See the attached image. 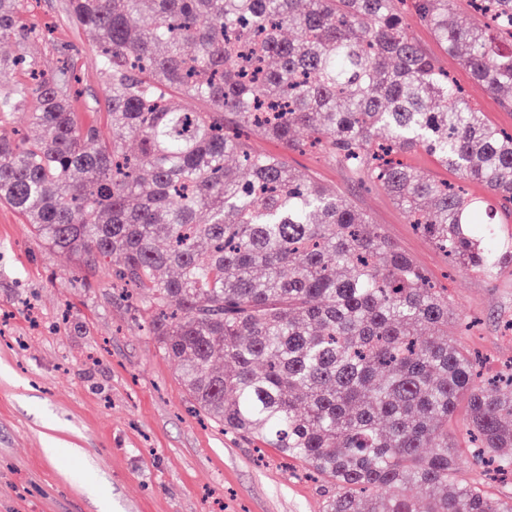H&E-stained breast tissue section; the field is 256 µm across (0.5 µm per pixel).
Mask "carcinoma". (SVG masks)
<instances>
[{
	"instance_id": "cac0c4a2",
	"label": "carcinoma",
	"mask_w": 512,
	"mask_h": 512,
	"mask_svg": "<svg viewBox=\"0 0 512 512\" xmlns=\"http://www.w3.org/2000/svg\"><path fill=\"white\" fill-rule=\"evenodd\" d=\"M470 2L468 26L455 0L409 7L512 109V0ZM27 3L0 0L1 46L40 40ZM402 3L69 0L96 40L107 122L74 110L67 62L1 51L0 203L53 251L112 259L198 411L333 488L323 512H512V496L458 478L465 453L512 476V370L479 384L448 338L447 291L345 196L248 143L258 129L384 186L463 268L512 264L494 232L512 215V131L408 38ZM17 112L35 135L7 131ZM415 148L499 209L420 177L399 160Z\"/></svg>"
}]
</instances>
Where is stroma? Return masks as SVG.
<instances>
[{
    "label": "stroma",
    "mask_w": 512,
    "mask_h": 512,
    "mask_svg": "<svg viewBox=\"0 0 512 512\" xmlns=\"http://www.w3.org/2000/svg\"><path fill=\"white\" fill-rule=\"evenodd\" d=\"M68 0H30L27 22L49 32L34 45L45 69L73 49L84 97H102L91 34L71 27ZM409 37L494 127L512 130L503 109L414 16ZM380 225L469 323L466 345L482 372L512 364V269L494 279L453 265L408 223L380 185L361 187L316 150L287 155ZM109 263L88 269L53 252L9 206L0 205V512H321L319 483L295 463L199 416L176 363L145 335L132 299L118 295Z\"/></svg>",
    "instance_id": "stroma-1"
}]
</instances>
